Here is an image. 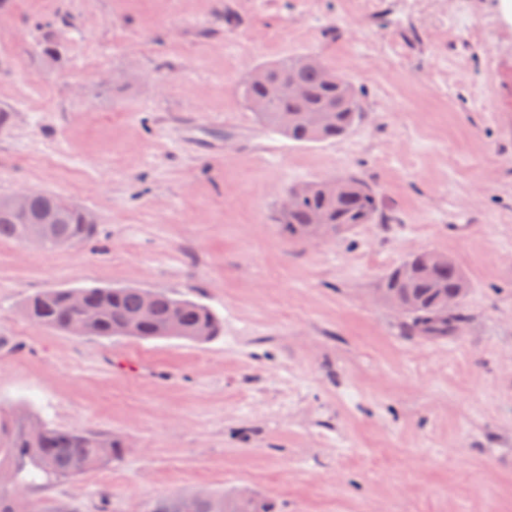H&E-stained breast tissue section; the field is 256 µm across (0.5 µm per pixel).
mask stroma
<instances>
[{
    "label": "stroma",
    "instance_id": "obj_1",
    "mask_svg": "<svg viewBox=\"0 0 512 512\" xmlns=\"http://www.w3.org/2000/svg\"><path fill=\"white\" fill-rule=\"evenodd\" d=\"M58 48L45 62L43 41ZM314 55L363 93L346 137L295 144L238 95ZM343 173L373 223L291 242L288 189ZM48 192L93 236L0 240V410L122 440V464L38 482L44 512L174 493L277 512H512V13L502 0H0V197ZM436 250L470 292L428 337L379 295ZM209 306L199 344L30 323L48 288Z\"/></svg>",
    "mask_w": 512,
    "mask_h": 512
}]
</instances>
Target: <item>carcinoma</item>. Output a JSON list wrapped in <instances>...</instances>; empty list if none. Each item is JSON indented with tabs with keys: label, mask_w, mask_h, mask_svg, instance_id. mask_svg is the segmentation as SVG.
Listing matches in <instances>:
<instances>
[{
	"label": "carcinoma",
	"mask_w": 512,
	"mask_h": 512,
	"mask_svg": "<svg viewBox=\"0 0 512 512\" xmlns=\"http://www.w3.org/2000/svg\"><path fill=\"white\" fill-rule=\"evenodd\" d=\"M283 87L297 84L304 89L300 97L282 96L267 103L268 84L246 79L240 97L247 108L262 104L254 111L266 128L295 143L331 141L348 135L363 117L362 94L351 80L336 79V70L323 59L302 67L292 60H279L258 66ZM341 190L326 196L320 182L313 181L288 190L295 196L289 209L278 211L275 220L291 240H299L310 230V217L323 215L322 233L336 237L360 224L372 223L377 211L375 190L361 177L347 174L337 177ZM53 209L60 213L57 224H43L46 249L53 250L80 243L94 233L85 223V211L49 193H37L28 199L26 220L0 209V239L22 242L38 225L41 216ZM433 251L411 255L391 269L382 287L404 294L412 305L406 318L409 326L424 336H446L460 317L464 305L446 315L439 312L442 296L458 287L466 275L454 262L446 266L431 263ZM71 288H49L25 300L23 315L32 323L72 333V323L83 324L84 335L100 338L128 337L138 340L179 338L207 342L219 335L221 319L206 305L187 298L173 297L165 291L117 287L80 288V307L69 302ZM152 294L153 316L138 327L130 320L139 316L145 294ZM125 448L121 440L97 432H79L48 425L39 417L19 412L8 418L0 414V512H39L23 503V489L44 481L65 479L88 473L98 466L123 462ZM149 512H240L234 496L212 494L207 498L193 493L173 494L152 502Z\"/></svg>",
	"instance_id": "cac0c4a2"
}]
</instances>
